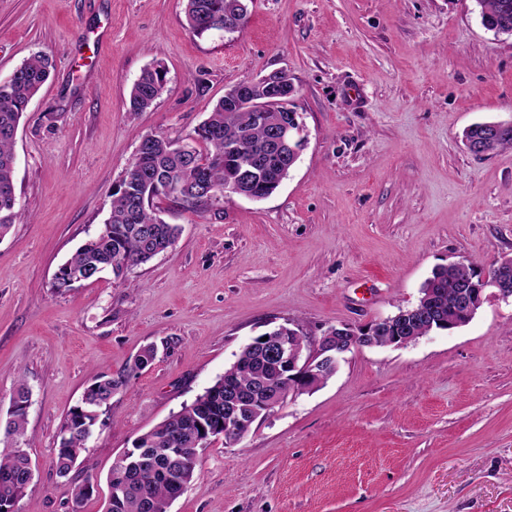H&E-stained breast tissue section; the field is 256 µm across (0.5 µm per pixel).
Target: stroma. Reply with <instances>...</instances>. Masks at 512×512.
Wrapping results in <instances>:
<instances>
[{"label": "stroma", "instance_id": "stroma-1", "mask_svg": "<svg viewBox=\"0 0 512 512\" xmlns=\"http://www.w3.org/2000/svg\"><path fill=\"white\" fill-rule=\"evenodd\" d=\"M38 53L51 75L16 133L21 216L0 236V419L18 381L31 392L21 512H105L115 460L269 328L298 323L315 344L415 304L438 266L512 257V150L462 143L512 121V39L473 0H248L244 28L203 37L185 0H0V79ZM157 61L166 89L133 109ZM281 70L308 143L277 191L203 214L163 203L181 229L165 254L123 283L55 288L143 136L185 137L232 86ZM120 374L110 424L59 476L69 411ZM89 474L99 490L75 504ZM170 512H512V304L349 353L241 442L216 440ZM490 122L476 123L466 129L463 133V143L470 153H474L477 147L483 148V152L489 154L498 150L512 148V122H497L491 125L493 132L502 131L497 137L488 141L486 133Z\"/></svg>", "mask_w": 512, "mask_h": 512}]
</instances>
